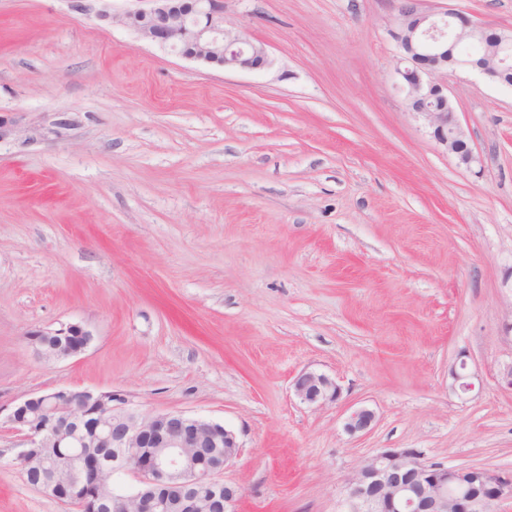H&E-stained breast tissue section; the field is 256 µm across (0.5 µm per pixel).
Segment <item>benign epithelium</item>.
I'll use <instances>...</instances> for the list:
<instances>
[{
    "label": "benign epithelium",
    "mask_w": 512,
    "mask_h": 512,
    "mask_svg": "<svg viewBox=\"0 0 512 512\" xmlns=\"http://www.w3.org/2000/svg\"><path fill=\"white\" fill-rule=\"evenodd\" d=\"M150 6L125 12L120 22L140 38L189 60L222 67L261 70L270 65L266 48L228 28L224 0H148ZM425 0H400L395 40L400 56L396 74L406 89L409 111L424 117L435 139L467 167L478 161L455 116L447 85L437 74L447 69L488 67L461 47L486 27L456 9L423 7ZM495 75L508 83L512 71V30L494 31ZM35 353L59 361L84 351L91 334L79 323L55 331L28 334ZM451 387L472 389L465 362L451 369ZM293 389L300 402L320 406L340 398L328 375L303 370ZM8 420L24 433L28 448L19 454L21 468L41 464L33 453L51 441L62 449L58 467L78 478L87 448H110L112 458L100 468L107 481L130 477L137 489L112 494L109 512H234L238 489L220 479L238 457L236 435L222 424L183 413H118L112 393L57 388L16 404ZM373 410L353 409L345 423L351 435L369 432ZM348 512H490L512 501V478L482 466L428 464L414 449L385 448L362 461L345 486Z\"/></svg>",
    "instance_id": "7a95c632"
}]
</instances>
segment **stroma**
Returning a JSON list of instances; mask_svg holds the SVG:
<instances>
[{"mask_svg": "<svg viewBox=\"0 0 512 512\" xmlns=\"http://www.w3.org/2000/svg\"><path fill=\"white\" fill-rule=\"evenodd\" d=\"M398 4L224 0L271 59L225 70L99 18L140 0H0V512H76L6 422L61 386L232 430L237 512H342L385 448L512 474V87L442 74L479 156L457 164L407 109ZM447 4L512 30V0ZM71 323L77 356L27 341ZM304 369L339 400L300 403ZM35 353L48 361H59L84 351L91 334L79 323H71L55 331H35L27 335ZM375 421L376 415L370 408H355L346 419L345 429L351 435L365 434L373 428Z\"/></svg>", "mask_w": 512, "mask_h": 512, "instance_id": "obj_1", "label": "stroma"}]
</instances>
